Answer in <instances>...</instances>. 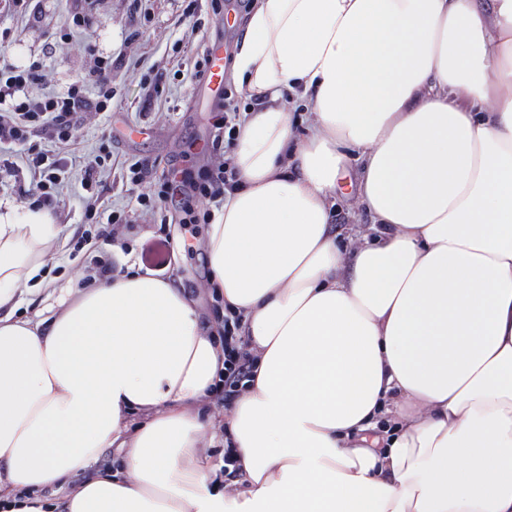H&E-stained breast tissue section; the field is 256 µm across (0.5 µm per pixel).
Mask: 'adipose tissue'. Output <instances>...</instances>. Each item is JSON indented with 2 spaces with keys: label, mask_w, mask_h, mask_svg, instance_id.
Returning a JSON list of instances; mask_svg holds the SVG:
<instances>
[{
  "label": "adipose tissue",
  "mask_w": 512,
  "mask_h": 512,
  "mask_svg": "<svg viewBox=\"0 0 512 512\" xmlns=\"http://www.w3.org/2000/svg\"><path fill=\"white\" fill-rule=\"evenodd\" d=\"M232 80L236 183L199 247L255 357L239 487L198 453L223 324L135 262L17 316L62 229L5 200L0 512H512V0H255ZM343 189L344 195H338L336 204L331 206L333 210L332 224H335L336 229L343 232L342 236L349 234L348 237H344L343 242L352 249L360 245L363 238L373 232V221L366 209L358 203L349 186L345 185ZM348 238L352 242H349Z\"/></svg>",
  "instance_id": "ef3b65f1"
}]
</instances>
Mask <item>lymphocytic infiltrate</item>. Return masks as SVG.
I'll return each instance as SVG.
<instances>
[{
    "instance_id": "lymphocytic-infiltrate-1",
    "label": "lymphocytic infiltrate",
    "mask_w": 512,
    "mask_h": 512,
    "mask_svg": "<svg viewBox=\"0 0 512 512\" xmlns=\"http://www.w3.org/2000/svg\"><path fill=\"white\" fill-rule=\"evenodd\" d=\"M92 63L80 79L60 88L49 85L48 73L40 61L23 67L13 63L0 66V146L18 150V161L8 162L14 173L30 177L29 195L37 205L58 209L64 191L71 186L74 172H81L84 194L81 202L87 220L94 224H113L112 211H97L99 176L105 169L102 154L76 157L63 152V144L74 141L81 117L88 112L112 109V59L92 55ZM241 112L237 104H224V156L202 180L189 182L175 177L164 179L155 195L139 194L136 203L145 208L173 198L196 197L216 204L223 203L224 193L236 182L232 154L235 132ZM55 142V149L42 148V140ZM237 317L224 318V379L221 388L225 400H232L249 382L252 359L243 350L238 336Z\"/></svg>"
}]
</instances>
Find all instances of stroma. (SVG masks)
I'll list each match as a JSON object with an SVG mask.
<instances>
[{
	"mask_svg": "<svg viewBox=\"0 0 512 512\" xmlns=\"http://www.w3.org/2000/svg\"><path fill=\"white\" fill-rule=\"evenodd\" d=\"M234 0H202L201 25L192 28L183 11L187 0H43L42 25L22 28L17 17L0 8V33H19L14 48L15 60L30 56L45 57L52 84L64 86L77 79L90 60L80 39L59 45L46 54L50 33L59 31L76 10L93 16L94 44L99 55L111 57L114 97L108 112H90L84 117L77 138L69 152L92 154L100 145L112 146V159L101 174L100 198L105 207L124 212L127 221L113 227L111 241L98 239L99 225L86 223L84 209L76 193H69L64 205L54 214L63 234L52 261L44 273L48 288L22 305L21 313L36 318L38 313L59 296L58 286L69 278L91 272L95 260L103 259L116 268L128 261L144 264L160 278H175L187 293L197 295L205 282V257L201 249H182L187 235L202 238L203 223L185 227L182 210L133 208L132 198L138 191L158 189L170 168H178L192 180H199L214 163L211 155L216 126L223 109L209 112L197 109L192 93L190 72L200 61L209 42L231 40L221 22ZM167 74L163 95L151 106H143L140 79L149 67ZM151 127L142 138L127 136L128 124ZM148 160L153 169L142 186L126 180L124 162ZM332 222L353 245H360L372 232V219L358 203L352 190L337 196L332 206Z\"/></svg>",
	"mask_w": 512,
	"mask_h": 512,
	"instance_id": "obj_1",
	"label": "stroma"
}]
</instances>
